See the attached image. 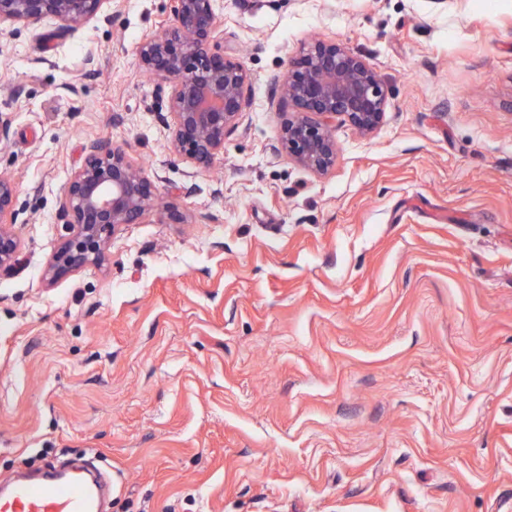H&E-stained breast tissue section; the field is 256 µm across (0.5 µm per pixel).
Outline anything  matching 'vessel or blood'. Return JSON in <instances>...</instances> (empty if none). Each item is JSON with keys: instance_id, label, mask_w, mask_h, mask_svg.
<instances>
[{"instance_id": "vessel-or-blood-1", "label": "vessel or blood", "mask_w": 512, "mask_h": 512, "mask_svg": "<svg viewBox=\"0 0 512 512\" xmlns=\"http://www.w3.org/2000/svg\"><path fill=\"white\" fill-rule=\"evenodd\" d=\"M98 476L54 470L39 480L18 476L0 489V512H101Z\"/></svg>"}]
</instances>
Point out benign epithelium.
<instances>
[{"label":"benign epithelium","mask_w":512,"mask_h":512,"mask_svg":"<svg viewBox=\"0 0 512 512\" xmlns=\"http://www.w3.org/2000/svg\"><path fill=\"white\" fill-rule=\"evenodd\" d=\"M107 0H0V26H34L52 19L75 29L106 19ZM214 0H172V20L137 47L142 70L168 88L172 154L207 170L224 151L248 98L243 65L211 48L218 23ZM388 90L381 77L350 49L331 41L306 44L281 88L288 118L281 146L302 167L324 174L336 161L331 122L341 118L362 132L382 122ZM16 185L0 176V270L16 265L21 243L14 231ZM170 224L186 215L162 201L156 182L119 145L91 144L65 190L60 217L66 235L44 270L51 284L105 259L112 237L136 224L147 208Z\"/></svg>","instance_id":"obj_1"}]
</instances>
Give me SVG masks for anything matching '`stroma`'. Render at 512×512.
Listing matches in <instances>:
<instances>
[{
    "label": "stroma",
    "mask_w": 512,
    "mask_h": 512,
    "mask_svg": "<svg viewBox=\"0 0 512 512\" xmlns=\"http://www.w3.org/2000/svg\"><path fill=\"white\" fill-rule=\"evenodd\" d=\"M249 106L211 169L167 149L136 47L169 0L111 22L0 27V478L91 458L107 512H512V0H218ZM390 88L337 121L319 175L280 148L310 39ZM123 145L161 211L55 284L63 189ZM16 185L0 176V270H11L16 265L21 243L14 231L17 223L15 209Z\"/></svg>",
    "instance_id": "35a3bbf8"
}]
</instances>
